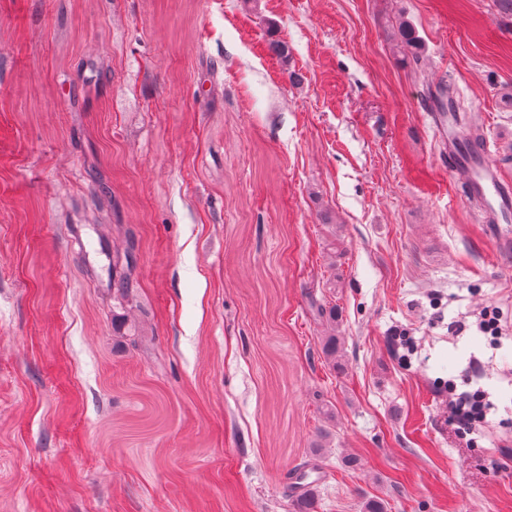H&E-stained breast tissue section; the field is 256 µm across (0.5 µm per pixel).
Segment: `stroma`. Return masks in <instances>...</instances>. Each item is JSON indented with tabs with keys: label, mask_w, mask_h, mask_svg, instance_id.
<instances>
[{
	"label": "stroma",
	"mask_w": 512,
	"mask_h": 512,
	"mask_svg": "<svg viewBox=\"0 0 512 512\" xmlns=\"http://www.w3.org/2000/svg\"><path fill=\"white\" fill-rule=\"evenodd\" d=\"M445 82L512 183L495 0H0V512H295L312 469L317 512H512V251ZM456 385L448 381V410L449 421L457 426L458 432L466 433L475 422H478L482 415V399L486 400L485 395H471L467 392L456 393ZM476 395L479 396L480 400Z\"/></svg>",
	"instance_id": "obj_1"
}]
</instances>
